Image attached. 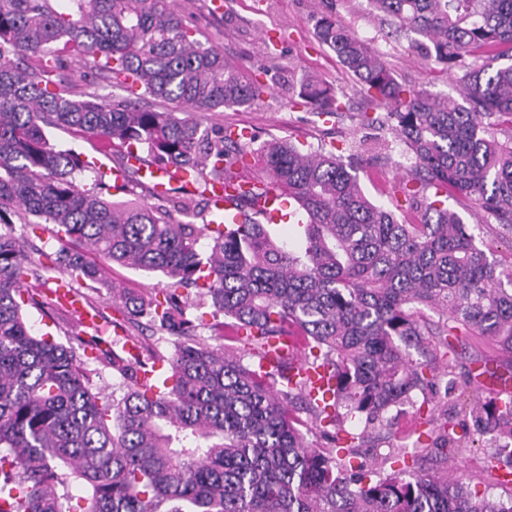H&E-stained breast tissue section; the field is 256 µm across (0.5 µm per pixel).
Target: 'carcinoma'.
<instances>
[{"mask_svg": "<svg viewBox=\"0 0 512 512\" xmlns=\"http://www.w3.org/2000/svg\"><path fill=\"white\" fill-rule=\"evenodd\" d=\"M368 3L395 32L424 38L436 73L461 72V100L440 98L398 80L334 11L315 16L317 38L361 97L386 110L361 113L360 124L386 121L413 160L399 179L402 221L359 185V156L381 142L346 156L287 140L253 148L205 124L207 112L255 104L264 86L197 38L171 0H0V512H75V486L80 512H512V496L425 468L469 452L457 428L470 423L492 435L495 468L512 476V391L461 421L428 409L411 452L385 418L418 394L430 403L462 338L512 354V251H485L447 204L467 200L512 231V64L490 62L512 58V0ZM78 70L93 81L76 87ZM100 77L128 96L99 94ZM298 97L319 116L345 110L319 80ZM53 130L118 148L128 181L138 177L132 160L152 159L205 192L250 157L241 221L194 223L212 206L188 191L165 206L115 201L112 171L59 148ZM84 171L94 174L88 188L76 183ZM272 189L297 205L299 252L254 211ZM43 224L53 225L51 253L33 240ZM90 253L161 273L162 298L125 292ZM44 269L119 296L131 328L176 338L161 384L142 373L162 357L114 351L122 384L107 393L75 349L35 335L22 309L39 302L24 283ZM182 288L211 302L218 345L195 339ZM282 337L298 345L300 367L326 372L330 398L310 396L292 358L271 356ZM312 428L324 445L306 444Z\"/></svg>", "mask_w": 512, "mask_h": 512, "instance_id": "obj_1", "label": "carcinoma"}]
</instances>
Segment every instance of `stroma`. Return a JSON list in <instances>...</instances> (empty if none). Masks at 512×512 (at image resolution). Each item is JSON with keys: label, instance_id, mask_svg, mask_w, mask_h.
Masks as SVG:
<instances>
[{"label": "stroma", "instance_id": "obj_1", "mask_svg": "<svg viewBox=\"0 0 512 512\" xmlns=\"http://www.w3.org/2000/svg\"><path fill=\"white\" fill-rule=\"evenodd\" d=\"M174 6L199 31L201 39L223 50L226 60L246 77L269 85V93L259 104L208 117L209 124L232 134H252L259 143L287 139L305 147L344 149L351 142L377 136V129L359 126L358 114L364 105L355 92V81L315 34V17L328 8L382 55L399 79L434 94H459L455 75H437L425 50L416 47L411 38L388 35L369 17L367 0H223L219 9L212 0H175ZM310 76L343 94L347 108L341 116L327 120L297 104L300 82ZM389 154L392 162L387 166L379 165L372 155H364L359 171L364 193L387 207L398 188L394 165L407 160L402 144L394 138L389 141ZM448 206L458 210L465 223L482 225L485 247L502 253L512 249V236L494 218L474 206H458L453 200ZM40 301L39 307L26 310L33 332L50 334L57 342L83 349L87 338L76 316L54 307L48 296H41ZM485 362L505 370L512 366V355L482 340L465 339L453 376L441 374L435 380L434 402L440 411L460 417L470 406L485 400V391L473 380L477 364ZM472 439L471 452L457 460V467L465 479L488 488L494 497H508L512 491L498 484V471L489 459L488 436L476 433Z\"/></svg>", "mask_w": 512, "mask_h": 512}]
</instances>
